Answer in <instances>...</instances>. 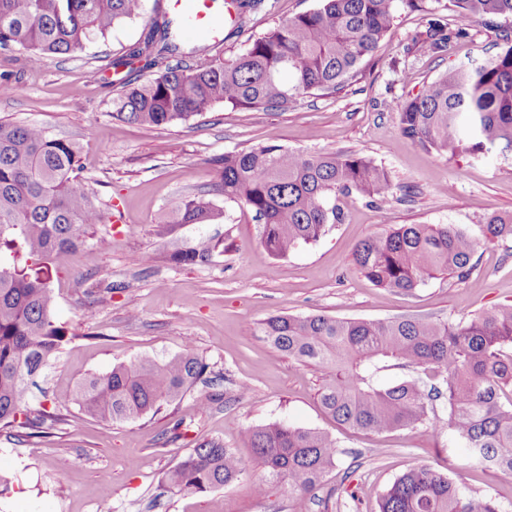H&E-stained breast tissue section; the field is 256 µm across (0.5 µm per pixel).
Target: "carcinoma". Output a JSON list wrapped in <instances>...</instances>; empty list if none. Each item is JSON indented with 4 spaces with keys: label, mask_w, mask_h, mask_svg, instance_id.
I'll return each instance as SVG.
<instances>
[{
    "label": "carcinoma",
    "mask_w": 512,
    "mask_h": 512,
    "mask_svg": "<svg viewBox=\"0 0 512 512\" xmlns=\"http://www.w3.org/2000/svg\"><path fill=\"white\" fill-rule=\"evenodd\" d=\"M397 0H321L257 37L224 61L205 46H184L181 21L157 6L141 38L112 67L155 71L144 83H122L112 115L143 126L185 122L224 104L241 112L285 108L315 91L337 93L357 80L390 30ZM462 19H512V0H434ZM261 0H236L228 36ZM144 0H0V47L18 45L32 65L104 38L114 25L142 16ZM422 48L439 57L451 34L443 17L428 21ZM401 133L450 159L493 153L512 163V44L480 62L462 63L399 109ZM82 146L38 124L0 122V425L19 438L40 437L58 414L24 406L29 380L58 355L67 333L53 316L48 260L86 244L102 213L85 184ZM224 200L253 213L260 242L275 258L317 240L342 221L340 194L355 192L381 207L393 197L390 173L359 154H302L265 144L214 160ZM225 217L205 196L182 201L166 224H212ZM489 239L512 237V216L488 218ZM219 243L200 238L175 252L177 264L210 260ZM475 242L451 224H403L356 248L360 271L374 285L410 292L425 278L463 279ZM261 332L278 352L320 366L324 410L336 423L382 435L417 424H447L467 459L482 471L512 475V303L456 324L401 316L388 321L325 315H276ZM423 372L385 385L390 363ZM207 371L187 351L164 360L141 357L54 396L56 407L77 404L110 424L156 414L180 400ZM264 474L259 496L272 486L303 505L336 467L338 441L329 434L274 422L246 431ZM242 461L217 440L204 441L167 475L178 493L230 485ZM378 512H504L496 499L474 493L451 470L414 466L379 499Z\"/></svg>",
    "instance_id": "carcinoma-1"
}]
</instances>
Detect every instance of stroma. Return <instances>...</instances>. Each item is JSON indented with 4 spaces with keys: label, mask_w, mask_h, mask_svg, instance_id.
I'll return each instance as SVG.
<instances>
[{
    "label": "stroma",
    "mask_w": 512,
    "mask_h": 512,
    "mask_svg": "<svg viewBox=\"0 0 512 512\" xmlns=\"http://www.w3.org/2000/svg\"><path fill=\"white\" fill-rule=\"evenodd\" d=\"M320 0H262L243 35L216 45L220 59L241 54L249 37ZM453 38L445 56L415 51L428 13L398 4L363 77L340 94L309 95L285 109L240 112L219 105L185 122L145 127L112 115L127 68H113L141 36L144 19L128 20L101 40L31 67L18 46L0 48V82L20 91L0 97V120L36 123L83 144L82 178L95 204L118 218L97 225L87 244L51 258L54 314L73 334L56 360L29 385L37 409L112 367L142 356L166 359L192 351L208 366L180 402L159 413L105 424L71 404L64 423L43 438L0 430V512H295L287 492L257 496L263 470L247 428L276 421L318 429L339 441L337 467L314 491L307 512H377L385 488L412 466L452 469L473 491L512 512V476L473 470L447 430L425 425L372 435L338 425L323 410V372L278 353L260 331L272 315L323 314L369 321L401 316L455 322L512 302V239H489L488 217L512 215V166L494 155L456 160L425 150L399 129V105L442 73L496 53L511 19L469 22L446 10ZM397 59L406 68L394 67ZM100 70L98 82L89 75ZM276 144L304 154L348 151L390 173L394 196L370 206L339 196L341 223L283 259L262 247L252 213L215 188L213 161L224 153ZM226 217L215 224L159 223L169 209L201 191ZM404 224H451L476 243L466 279L439 274L412 293L381 288L358 269L363 240ZM210 237L209 264L179 267L173 251ZM149 264H141L142 255ZM250 391L239 396L240 383ZM180 426L182 436L162 444ZM215 439L246 467L239 481L202 493L173 494L164 479L197 443Z\"/></svg>",
    "instance_id": "1"
}]
</instances>
